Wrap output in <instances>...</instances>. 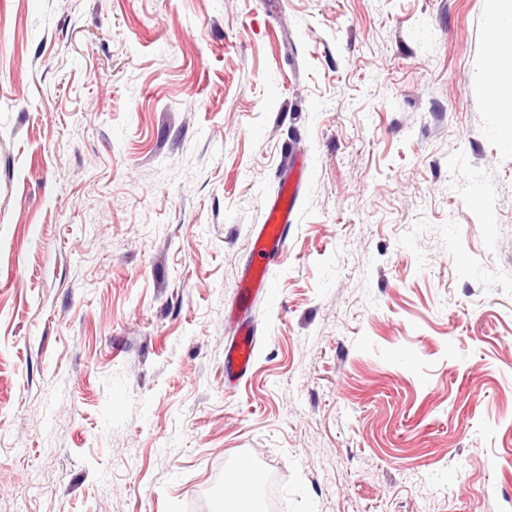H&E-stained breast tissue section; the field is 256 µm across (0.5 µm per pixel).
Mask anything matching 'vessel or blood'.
Returning a JSON list of instances; mask_svg holds the SVG:
<instances>
[{
	"label": "vessel or blood",
	"instance_id": "1",
	"mask_svg": "<svg viewBox=\"0 0 512 512\" xmlns=\"http://www.w3.org/2000/svg\"><path fill=\"white\" fill-rule=\"evenodd\" d=\"M288 167L289 178L283 179L277 196L268 199L265 204L266 222L254 234L250 259L241 274V290L234 317L235 338L224 350V382L228 385L237 384L252 368L250 353L254 330L249 309L254 295L265 285L259 272L278 260L287 246L300 184V160L297 155H289Z\"/></svg>",
	"mask_w": 512,
	"mask_h": 512
}]
</instances>
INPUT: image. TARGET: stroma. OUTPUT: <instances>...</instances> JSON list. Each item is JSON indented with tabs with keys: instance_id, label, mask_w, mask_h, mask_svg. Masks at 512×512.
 <instances>
[{
	"instance_id": "obj_1",
	"label": "stroma",
	"mask_w": 512,
	"mask_h": 512,
	"mask_svg": "<svg viewBox=\"0 0 512 512\" xmlns=\"http://www.w3.org/2000/svg\"><path fill=\"white\" fill-rule=\"evenodd\" d=\"M485 0H0V512H512V114ZM306 160L224 346L253 231ZM512 71V61L506 64L496 57H492L485 73V82L489 91L490 102L501 112L512 114V75L505 74V70ZM289 178L282 179V185L276 197L265 204L267 219L254 234V243L247 266L241 274V290L238 296L235 323V338L224 350V383L235 385L252 368L251 349L253 343V325L249 309L259 288H266L262 277H257L259 269L278 260L285 252L290 224H293V211L299 193L300 160L299 156L288 154ZM253 478L248 470H241L235 474L230 482V491L225 493L220 503V512H243L245 493L252 487Z\"/></svg>"
}]
</instances>
